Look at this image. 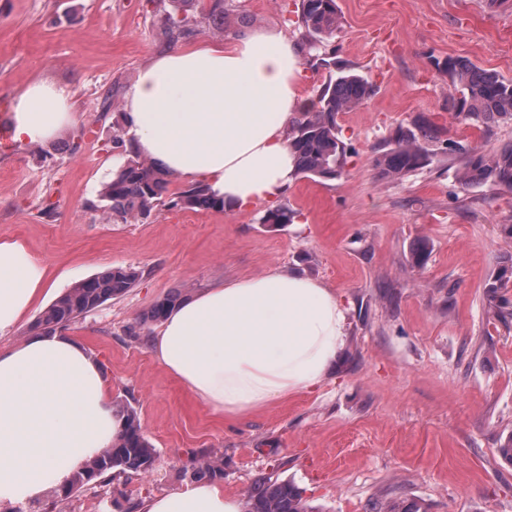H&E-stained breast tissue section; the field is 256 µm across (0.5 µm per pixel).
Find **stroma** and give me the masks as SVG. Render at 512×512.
<instances>
[{"instance_id": "obj_1", "label": "stroma", "mask_w": 512, "mask_h": 512, "mask_svg": "<svg viewBox=\"0 0 512 512\" xmlns=\"http://www.w3.org/2000/svg\"><path fill=\"white\" fill-rule=\"evenodd\" d=\"M243 24L206 22L168 42L162 0H0V109L30 83L67 85L69 146L0 151V240H21L48 269L55 295L111 268L136 284L68 326L103 366L114 406L137 411L156 450L151 473L75 491L63 512H128L186 485L183 470L218 457L225 493L244 497L263 476L294 482L318 512H371L416 502L420 512H512V317L501 321L487 286L512 254V192L461 189L458 156L512 144V121L455 119L444 69L465 58L512 80V0H337L341 25L321 48L374 87L339 113L351 147L334 180L296 177L282 204L294 223H262L264 206L157 209L110 219L100 197L126 156L124 95L169 47L229 42L245 31L303 39L296 6L233 0ZM439 130L431 164L383 177L378 150L398 128ZM426 241L424 267L412 252ZM275 268L320 281L347 310L349 340L316 388L238 419L211 412L154 358L149 320L163 299Z\"/></svg>"}]
</instances>
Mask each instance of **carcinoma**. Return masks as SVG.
Returning <instances> with one entry per match:
<instances>
[{
    "mask_svg": "<svg viewBox=\"0 0 512 512\" xmlns=\"http://www.w3.org/2000/svg\"><path fill=\"white\" fill-rule=\"evenodd\" d=\"M198 0H171L162 20L163 30L170 40L192 32L197 22L193 5ZM230 0H209L201 12L204 19L226 20L231 11ZM299 21L306 30L305 45L310 51L329 39L338 29L340 17L336 0H300ZM448 75L459 93L454 105L457 119L476 125H488L502 120L512 121V80L484 70L464 60L448 61ZM372 85L363 77L341 73L321 88L317 104L307 109L288 124L287 137L296 154V174L321 179H336L343 174L350 154L347 145L338 136L336 117L363 105L372 95ZM439 130L429 123L419 126V132L398 129L379 152L375 166L385 178H402L427 166L432 155L424 143L438 138ZM450 152L464 154L458 170V182L464 189L490 184L512 192V145L486 150L479 146L468 150L455 143H447ZM169 173L157 169L138 153L129 152L125 163L112 181L103 188L101 196L108 201L112 219L147 218L160 206L171 208L224 210V199L210 188L197 182L180 192H169ZM296 212L279 205L266 210L262 223L291 224ZM139 273L132 268H117L76 283L45 309L36 321V327L53 332L75 322L109 299L123 295L133 287ZM180 295H172L156 304L148 318L160 320L175 306ZM124 428L112 450L95 458L82 472L65 486L56 490L60 500L67 499L76 489L95 478L104 485L112 484L113 474L142 475L153 469L155 449L142 432L140 419L130 407L119 410ZM221 472L219 460H204L192 469L190 477L197 479ZM246 512H316L308 505L302 491L288 480L263 477L246 494Z\"/></svg>",
    "mask_w": 512,
    "mask_h": 512,
    "instance_id": "carcinoma-1",
    "label": "carcinoma"
}]
</instances>
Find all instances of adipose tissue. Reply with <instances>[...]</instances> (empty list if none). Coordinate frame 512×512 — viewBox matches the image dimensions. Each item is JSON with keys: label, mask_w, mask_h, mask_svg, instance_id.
Wrapping results in <instances>:
<instances>
[{"label": "adipose tissue", "mask_w": 512, "mask_h": 512, "mask_svg": "<svg viewBox=\"0 0 512 512\" xmlns=\"http://www.w3.org/2000/svg\"><path fill=\"white\" fill-rule=\"evenodd\" d=\"M297 44L251 31L155 55L125 94L129 136L159 169L201 179L227 205L275 201L295 177L286 137L303 104ZM70 93L36 81L10 122L22 145L54 140L71 122ZM48 286L18 240H0V335L16 330ZM348 337L346 311L320 282L273 269L216 285L176 305L151 347L203 405L230 418L264 409L326 377ZM123 427L99 362L72 336L37 333L0 350V512L39 507L111 448ZM141 512H241L201 480L145 500Z\"/></svg>", "instance_id": "adipose-tissue-1"}]
</instances>
